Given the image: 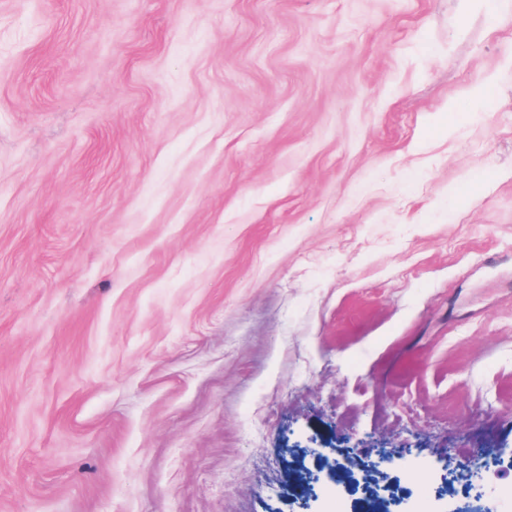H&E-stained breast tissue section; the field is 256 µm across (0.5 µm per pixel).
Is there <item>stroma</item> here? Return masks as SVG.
I'll return each mask as SVG.
<instances>
[{
  "label": "stroma",
  "mask_w": 512,
  "mask_h": 512,
  "mask_svg": "<svg viewBox=\"0 0 512 512\" xmlns=\"http://www.w3.org/2000/svg\"><path fill=\"white\" fill-rule=\"evenodd\" d=\"M478 473L512 9L0 0V512H487Z\"/></svg>",
  "instance_id": "35a3bbf8"
}]
</instances>
